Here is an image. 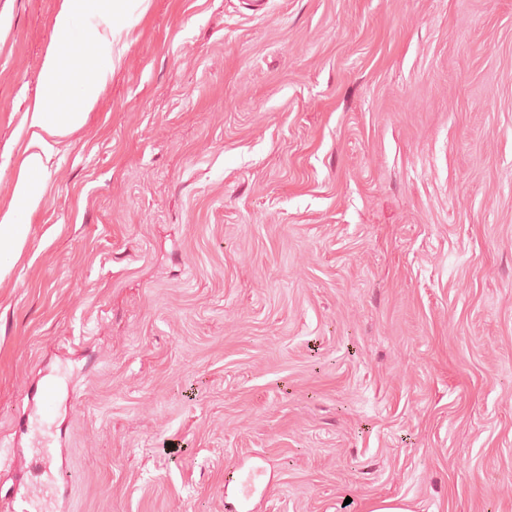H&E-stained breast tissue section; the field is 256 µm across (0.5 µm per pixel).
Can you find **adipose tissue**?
Here are the masks:
<instances>
[{
    "label": "adipose tissue",
    "instance_id": "1",
    "mask_svg": "<svg viewBox=\"0 0 512 512\" xmlns=\"http://www.w3.org/2000/svg\"><path fill=\"white\" fill-rule=\"evenodd\" d=\"M126 6V0H61L55 38L46 49L39 84L26 112L27 146L16 162L12 201L0 210V282L11 276L28 241L30 216L42 200L36 181L49 174L53 163L52 139L83 126L97 102L98 88L108 81L128 46L130 27L114 23L115 12ZM81 27L92 32L94 54L62 52L59 36L76 34ZM60 98L74 100V107L50 111V103Z\"/></svg>",
    "mask_w": 512,
    "mask_h": 512
}]
</instances>
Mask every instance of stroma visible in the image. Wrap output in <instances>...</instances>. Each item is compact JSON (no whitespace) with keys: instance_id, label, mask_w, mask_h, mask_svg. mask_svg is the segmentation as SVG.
<instances>
[{"instance_id":"obj_1","label":"stroma","mask_w":512,"mask_h":512,"mask_svg":"<svg viewBox=\"0 0 512 512\" xmlns=\"http://www.w3.org/2000/svg\"><path fill=\"white\" fill-rule=\"evenodd\" d=\"M147 3L0 283V497L52 383L68 512H512V0Z\"/></svg>"}]
</instances>
